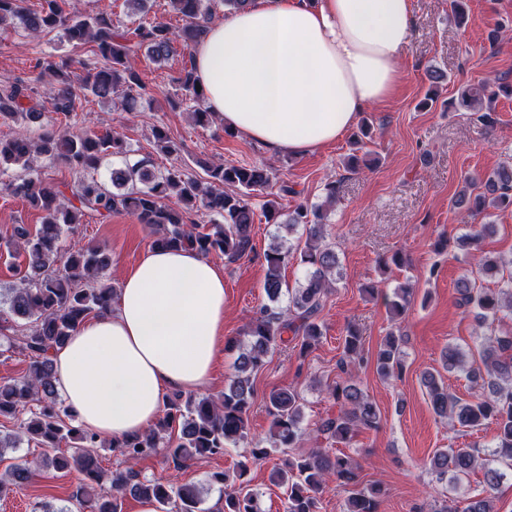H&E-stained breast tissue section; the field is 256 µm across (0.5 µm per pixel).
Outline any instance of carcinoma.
<instances>
[{"instance_id": "cac0c4a2", "label": "carcinoma", "mask_w": 512, "mask_h": 512, "mask_svg": "<svg viewBox=\"0 0 512 512\" xmlns=\"http://www.w3.org/2000/svg\"><path fill=\"white\" fill-rule=\"evenodd\" d=\"M169 4L181 15L183 26L172 28L161 22L142 21L133 29H124L104 13L67 12L63 8L65 0H41L37 11L26 9L24 0H0V31L23 28L37 35L60 30L75 45L94 43L93 52L102 65L85 67L84 86L97 97L121 96L129 103L130 93L142 87L139 74L130 65L131 53L143 50L152 60L161 62L182 50L188 52L191 62L192 50L211 23V0H169ZM35 68L54 78L51 96L55 111L66 117L76 111L69 66L44 55L35 58ZM429 78L432 86L423 106L462 108L477 114L479 121L493 123L491 113L483 110V104H491L497 96L489 85L462 87L457 97L447 101L440 99L438 89V84L448 80L447 75L436 71ZM178 83L181 95L169 103L174 108L187 102L193 104L195 120L208 124L212 113L204 106L203 91L196 88L193 66L184 68ZM37 95V89L23 80L0 85V118L39 122L42 112L32 105ZM152 136L162 151H180L165 129L153 128ZM125 152L122 136L110 130L70 134L51 128L35 138L19 131L0 139V175L17 166L32 168L38 155L83 174L70 186L69 196L60 185L37 175L0 181V192L27 201L42 213L35 233L19 225L6 241V246L25 254L27 273L20 285L10 290L7 308L0 309V323L25 322L21 334L5 336L6 350L24 355L29 365L21 377L0 381V416L17 422L15 435L0 436V458L5 449L16 447L24 439L52 450L43 454L35 468L26 461L1 474L0 499L28 483L34 469L51 467L60 473L78 474L69 502L78 505L79 512H123V500L128 495L155 504L159 512H203V494L196 484L147 479L135 469V462L162 447L174 468L181 469L193 460L222 454L248 439L254 399L252 374L264 366L272 349L291 342L303 358L323 337L319 318L339 268L338 253L324 236L328 210L336 204L334 181L325 184L322 203L298 206L285 222L280 221L275 204H265L267 223L289 229L301 225L306 237L294 247L274 244L264 253L263 291L267 302L253 312L246 325L244 335L248 342L236 358L235 375L228 390L219 397L173 393L164 403L163 414L148 430L112 442L126 466L103 467L98 454L102 441L75 424L60 401L49 353L64 345L89 317L112 312L117 289L94 283L111 263L105 248L98 245L80 249L62 263V235L83 223L88 213H129L151 229L155 247H190L204 257L221 254L233 263L254 252L251 232L255 211L249 202L250 194L269 188L275 179L270 168L219 162L203 164L206 182L202 183L180 166L158 174L145 158L131 166L112 169L110 189L92 176L105 158ZM470 186L473 191L460 193L456 207L479 213L489 208H511L512 164H502ZM172 198L181 208L162 203ZM200 207L211 216L210 223L199 225L191 219L192 212ZM492 228L491 224L479 225L473 233L458 239L459 246L478 247L480 238ZM291 260L305 269L302 282L295 288L289 287L283 275ZM479 272L487 277L500 276L497 287L477 288L471 278L463 277L456 283L459 306L474 313L481 326L491 318L512 320V258L488 255L480 260ZM285 293L288 305L282 307L279 302ZM412 295L410 286L398 289L390 302L393 319L406 312ZM404 343L401 327L387 333L377 354L381 375L402 377ZM474 343L480 349V365L466 367L462 350L450 345L442 351V367L448 372H466L475 399L462 401L449 391L441 376L430 371L423 373L421 382L439 418L470 429L489 421L495 423L492 451L487 453L478 445L442 448L430 459L429 470L439 482L450 479L458 492L464 478L478 467L484 469L485 494L463 498L461 512H497L495 492L503 474L493 463L512 466V333L477 336ZM363 364V336L356 325L350 324L337 363L347 378L329 388L336 412L326 413L316 423L317 437L329 447L317 448L307 455L287 453V449L297 447L301 437L304 404L299 392L279 388L269 393V437L256 441L232 470L211 475V482L224 490V512H261L248 474L257 462L276 453L281 457L274 464L270 479L285 489L283 512H318L320 495L333 481L336 488L347 493L344 512H380L383 489L362 484L354 459L333 448L350 442L361 429L377 430L381 425L377 406L348 378ZM63 444L67 446L65 451L61 450Z\"/></svg>"}]
</instances>
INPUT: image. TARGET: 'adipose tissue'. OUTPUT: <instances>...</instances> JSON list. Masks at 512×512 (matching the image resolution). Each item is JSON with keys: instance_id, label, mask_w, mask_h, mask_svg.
<instances>
[{"instance_id": "1", "label": "adipose tissue", "mask_w": 512, "mask_h": 512, "mask_svg": "<svg viewBox=\"0 0 512 512\" xmlns=\"http://www.w3.org/2000/svg\"><path fill=\"white\" fill-rule=\"evenodd\" d=\"M412 28V0H250L208 28L195 75L227 129L302 156L395 95ZM223 329V267L153 249L124 274L111 313L53 351L58 392L100 439L144 431L166 393L209 385Z\"/></svg>"}]
</instances>
